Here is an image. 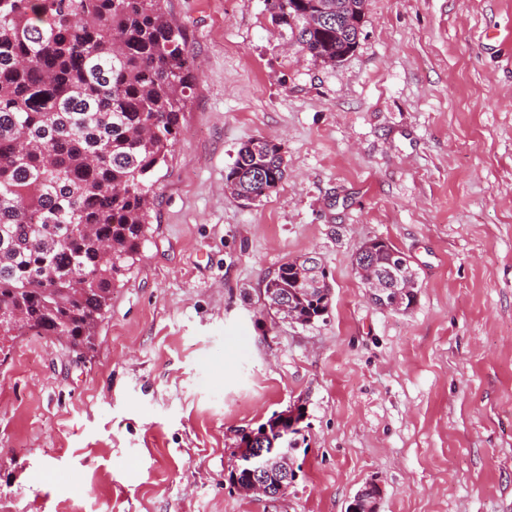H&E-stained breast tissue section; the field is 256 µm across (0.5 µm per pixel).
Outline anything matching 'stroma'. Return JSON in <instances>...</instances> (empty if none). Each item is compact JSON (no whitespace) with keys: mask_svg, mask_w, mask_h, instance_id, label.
<instances>
[{"mask_svg":"<svg viewBox=\"0 0 512 512\" xmlns=\"http://www.w3.org/2000/svg\"><path fill=\"white\" fill-rule=\"evenodd\" d=\"M198 72L156 174L148 240L93 349L22 336L0 363V512H512V0H366L356 50L312 61L266 0H164ZM279 142L278 187L224 189L245 141ZM418 276L374 305L365 241ZM319 253L328 316L258 304ZM302 403L278 499L228 480L237 431ZM364 244L361 245L355 253L354 263L356 265L362 266L363 262L367 260L369 264L379 270L386 272L394 270L395 263L400 259L397 256H393V252H398L397 250L386 241L381 240L380 243H376L372 246L370 252L366 253L363 251ZM400 255L405 259V264L409 265V274L396 278L393 282L385 284L382 277L374 270L373 266L367 269L362 266L359 270L361 280L366 288H369L370 296L379 297L382 302H384V297H388L392 303V308L396 311H403L406 299L414 297V289L417 288L415 271L412 270L407 258L402 254ZM384 286L386 288H384ZM415 301L416 299L414 297V299H410V302L406 301L405 306L410 309L411 306L415 304ZM381 488L376 483L365 484L348 505V512H378Z\"/></svg>","mask_w":512,"mask_h":512,"instance_id":"obj_1","label":"stroma"}]
</instances>
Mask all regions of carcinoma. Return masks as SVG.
I'll list each match as a JSON object with an SVG mask.
<instances>
[{
  "label": "carcinoma",
  "mask_w": 512,
  "mask_h": 512,
  "mask_svg": "<svg viewBox=\"0 0 512 512\" xmlns=\"http://www.w3.org/2000/svg\"><path fill=\"white\" fill-rule=\"evenodd\" d=\"M163 0H0V358L18 321L34 336L93 346L112 288L135 264L156 171L194 86L184 31ZM366 0H266L272 21L325 65L356 48ZM281 146L244 143L226 172L233 196L261 200L284 179ZM382 240L354 263L394 270ZM297 258L264 288L308 320L327 312L326 273L297 284ZM288 423L250 429L269 448Z\"/></svg>",
  "instance_id": "obj_1"
}]
</instances>
